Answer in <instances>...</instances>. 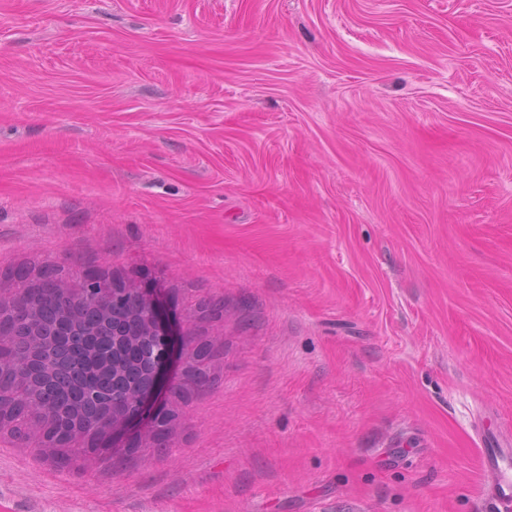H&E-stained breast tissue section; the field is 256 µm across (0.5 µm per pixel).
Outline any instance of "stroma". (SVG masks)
<instances>
[{
	"label": "stroma",
	"mask_w": 512,
	"mask_h": 512,
	"mask_svg": "<svg viewBox=\"0 0 512 512\" xmlns=\"http://www.w3.org/2000/svg\"><path fill=\"white\" fill-rule=\"evenodd\" d=\"M45 270L189 342L92 468L1 437L0 512H483L512 0H0V300Z\"/></svg>",
	"instance_id": "obj_1"
}]
</instances>
